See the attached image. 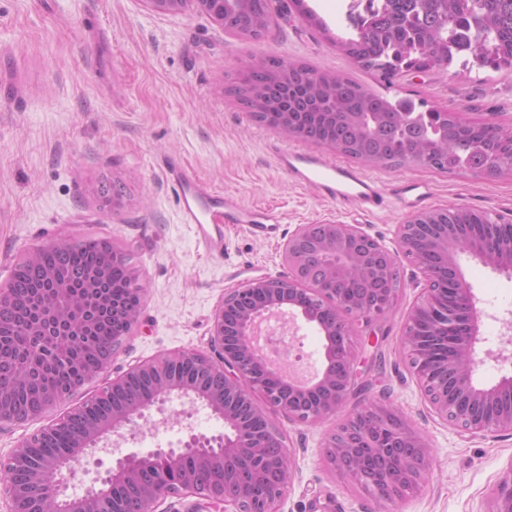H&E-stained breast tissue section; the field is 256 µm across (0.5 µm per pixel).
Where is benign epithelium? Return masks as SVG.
<instances>
[{"label": "benign epithelium", "instance_id": "obj_1", "mask_svg": "<svg viewBox=\"0 0 512 512\" xmlns=\"http://www.w3.org/2000/svg\"><path fill=\"white\" fill-rule=\"evenodd\" d=\"M159 13L197 9L222 30L244 35L265 30L269 16H255L249 27L229 23L228 14L240 13L248 0H142ZM292 67L277 62L272 89L258 88L251 97L274 108L272 90L288 86ZM278 131L292 138L305 134L294 113L281 114ZM442 213L440 209L410 215L397 225V250L408 256L431 249L442 258L431 268L421 267L427 288L410 309L403 328L402 348L431 412L465 431H512V374L492 386L475 380L481 361L475 357L480 342V322L473 289L459 275V256L469 254L485 265L512 276V214L497 215L490 224L468 225V237H481V249L450 246L445 236L430 235L423 228ZM288 275L251 279L224 294L210 329L209 350L181 351L140 361L109 378L101 392L112 397L85 431L73 439L69 457L47 459L27 473L23 484L4 485L9 512H29V499L44 503L42 512H105L108 492L118 486L137 490L140 512H158L159 503L171 495L201 499L198 512L221 505V512H279L278 506L293 484L292 451L284 435L269 421L277 412L290 422L312 424L336 413L351 398L366 390L357 371L347 316L370 324L386 318L396 289L395 252L378 243L353 224H301L288 238L282 252ZM333 287H326L327 282ZM372 284L375 296L356 298L345 285ZM59 300L39 312L32 322L35 335L47 323L57 324L59 335L80 336L67 328L69 312L85 306L86 299L57 286ZM143 279L131 271L130 303L115 328L119 347L139 323L145 295ZM314 325L324 339L320 368L307 379L299 375L298 362L270 355L259 343L271 322L297 326V318ZM445 329L458 357H441L421 336L427 325ZM52 359L34 344L19 367L24 377ZM12 383L0 377V430L29 421L16 412ZM201 404L224 422V431L191 434L177 448H157L140 455L120 456L98 475L99 488L81 494L68 489L74 463L96 449L108 434L137 427L145 411L173 399ZM388 430L397 441L389 448L374 442L369 428ZM327 466L366 490L386 506L401 512L399 504L419 489L430 469L426 440L386 399L372 400L353 412L325 442ZM157 466L152 485L140 483L143 465ZM492 512H512V465L500 479Z\"/></svg>", "mask_w": 512, "mask_h": 512}]
</instances>
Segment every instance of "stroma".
Segmentation results:
<instances>
[{
  "instance_id": "35a3bbf8",
  "label": "stroma",
  "mask_w": 512,
  "mask_h": 512,
  "mask_svg": "<svg viewBox=\"0 0 512 512\" xmlns=\"http://www.w3.org/2000/svg\"><path fill=\"white\" fill-rule=\"evenodd\" d=\"M274 21L260 37L224 33L198 11L145 9L141 0H0V285L34 247L102 238L131 258L147 281L140 321L112 360L113 371L157 355L206 349L225 291L261 275H284L281 252L300 224H353L387 248L410 211L342 209L295 185L267 145L277 133L235 95L241 74L273 59L351 77L376 93L405 98L468 122L512 124V75L409 71L393 79L353 64L335 45L353 35L352 0H274ZM178 156L202 186L238 196L281 217L272 232L224 227V248H207L180 220L177 197L155 160ZM381 183L424 182L426 208L462 207L512 214V175L441 173L420 165L370 168ZM116 185L119 204L99 186ZM398 288L382 323L383 339L353 322L354 349L370 369V397L386 396L430 446L425 483L404 512H491L496 485L512 465V433L467 432L430 413L409 372L400 336L425 286L416 262L396 256ZM460 268L480 310L485 386L512 373V278L461 255ZM101 379L42 417L0 430V457L96 394ZM352 400L316 425L271 413L293 452L295 478L280 512H383L361 487L327 470L323 445L354 410ZM169 424L149 410L142 430L108 436L112 458L177 446L188 434L210 435L223 423L209 410L173 401Z\"/></svg>"
}]
</instances>
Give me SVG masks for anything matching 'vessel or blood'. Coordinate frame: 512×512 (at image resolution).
<instances>
[{"label": "vessel or blood", "instance_id": "b4317fda", "mask_svg": "<svg viewBox=\"0 0 512 512\" xmlns=\"http://www.w3.org/2000/svg\"><path fill=\"white\" fill-rule=\"evenodd\" d=\"M273 151L279 166L296 184L319 199L336 202L351 211H378L391 197L404 206L413 207L424 203L431 194L430 187L423 184L398 182L383 187L360 168L336 163L314 152L278 143L274 144ZM166 168L178 195L183 223L195 226L197 235L211 247H220L223 237L210 233L209 225L251 224L264 229L280 221L274 212L243 207L232 195L200 187L175 162H168Z\"/></svg>", "mask_w": 512, "mask_h": 512}]
</instances>
